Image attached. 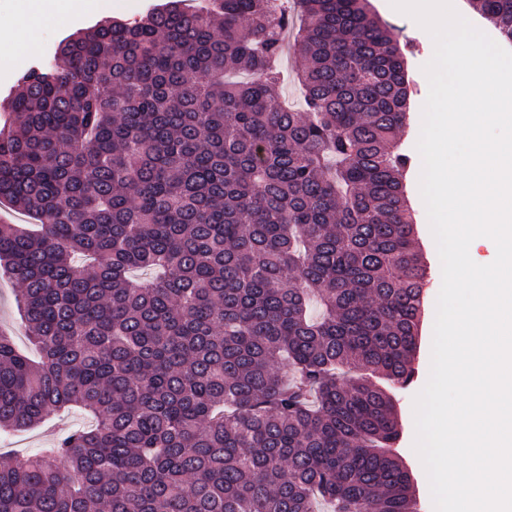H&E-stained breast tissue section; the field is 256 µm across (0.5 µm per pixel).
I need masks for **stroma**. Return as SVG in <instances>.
I'll list each match as a JSON object with an SVG mask.
<instances>
[{"mask_svg":"<svg viewBox=\"0 0 512 512\" xmlns=\"http://www.w3.org/2000/svg\"><path fill=\"white\" fill-rule=\"evenodd\" d=\"M97 2L98 11L85 14L59 26L41 27L35 34L36 48L27 58V69L61 65L62 60L56 55L55 48L63 38L108 18L136 20L141 13L158 4L159 0H138V9L132 11L123 7L122 0H97ZM370 6L381 21L397 30L401 43L408 46L406 59L411 90V111L409 125L402 135V147L406 153L415 158L416 144L421 131L422 106L429 92V83L423 68L433 56V47L426 31L413 18L396 11L390 0H370ZM421 168V161L415 158L405 176V183L410 205L415 214L417 241L428 269V284L420 327V345L414 360L415 376L407 388L398 391L397 410L402 425L399 451L404 464L411 470L414 477L419 512H434L428 478L420 458L413 449L415 438L413 401L425 386L430 373L436 299L442 284L441 262L437 245L419 190ZM89 423V418L79 412L52 419L41 427L1 437L0 453L6 451L29 455L37 453L40 449L50 447L57 432L86 426Z\"/></svg>","mask_w":512,"mask_h":512,"instance_id":"obj_1","label":"stroma"}]
</instances>
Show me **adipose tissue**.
<instances>
[{"instance_id": "obj_1", "label": "adipose tissue", "mask_w": 512, "mask_h": 512, "mask_svg": "<svg viewBox=\"0 0 512 512\" xmlns=\"http://www.w3.org/2000/svg\"><path fill=\"white\" fill-rule=\"evenodd\" d=\"M13 13L7 29L0 35L11 40L14 50L21 55L31 53L34 42L31 32L50 19L71 18L88 12L95 0H12Z\"/></svg>"}]
</instances>
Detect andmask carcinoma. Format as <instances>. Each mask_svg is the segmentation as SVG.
Wrapping results in <instances>:
<instances>
[{"label": "carcinoma", "instance_id": "1", "mask_svg": "<svg viewBox=\"0 0 512 512\" xmlns=\"http://www.w3.org/2000/svg\"><path fill=\"white\" fill-rule=\"evenodd\" d=\"M470 3L512 43V0ZM58 53L0 103V203L40 224H0L40 352L0 333V431L94 424L7 455L0 512H415L394 391L427 269L393 29L369 0H167Z\"/></svg>", "mask_w": 512, "mask_h": 512}]
</instances>
